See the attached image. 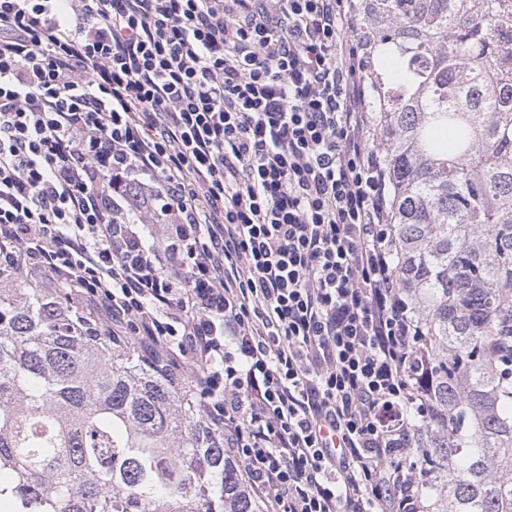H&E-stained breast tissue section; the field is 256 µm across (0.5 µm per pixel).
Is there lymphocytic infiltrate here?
<instances>
[{"label": "lymphocytic infiltrate", "mask_w": 512, "mask_h": 512, "mask_svg": "<svg viewBox=\"0 0 512 512\" xmlns=\"http://www.w3.org/2000/svg\"><path fill=\"white\" fill-rule=\"evenodd\" d=\"M353 0H0V271L189 378L265 512H426Z\"/></svg>", "instance_id": "1"}]
</instances>
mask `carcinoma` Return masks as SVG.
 Instances as JSON below:
<instances>
[{"label":"carcinoma","mask_w":512,"mask_h":512,"mask_svg":"<svg viewBox=\"0 0 512 512\" xmlns=\"http://www.w3.org/2000/svg\"><path fill=\"white\" fill-rule=\"evenodd\" d=\"M425 323L428 512H512V0H356ZM64 283L0 272V500L11 512H258L199 406Z\"/></svg>","instance_id":"carcinoma-1"}]
</instances>
